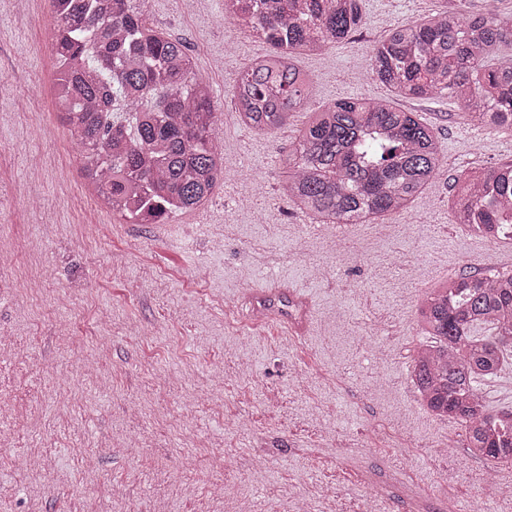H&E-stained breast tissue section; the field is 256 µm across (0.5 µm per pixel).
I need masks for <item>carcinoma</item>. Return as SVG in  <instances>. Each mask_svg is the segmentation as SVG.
<instances>
[{
    "mask_svg": "<svg viewBox=\"0 0 512 512\" xmlns=\"http://www.w3.org/2000/svg\"><path fill=\"white\" fill-rule=\"evenodd\" d=\"M51 2L56 109L101 201L137 224L198 209L224 180V149L212 88L184 42L134 0ZM224 14L271 47L230 89L240 120L259 132L287 127L311 93L293 56L340 42L362 22L360 0H224ZM369 73L405 97H453L474 125L512 129V16L454 7L402 22L372 50ZM284 164L282 191L295 207L360 224L408 208L444 160L414 113L357 97L321 108ZM451 209L486 239H512V162L463 180ZM418 324L432 338L410 374L422 405L459 422L473 456L512 462V408L488 411L477 388L512 347V270L449 279L420 302ZM479 324L492 335H474Z\"/></svg>",
    "mask_w": 512,
    "mask_h": 512,
    "instance_id": "obj_1",
    "label": "carcinoma"
}]
</instances>
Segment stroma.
I'll return each mask as SVG.
<instances>
[{
  "label": "stroma",
  "instance_id": "stroma-1",
  "mask_svg": "<svg viewBox=\"0 0 512 512\" xmlns=\"http://www.w3.org/2000/svg\"><path fill=\"white\" fill-rule=\"evenodd\" d=\"M197 2L144 7L211 85L224 183L205 208L133 224L97 205L54 110L51 0H0V251L34 242L0 270V512H293L298 497L316 512H406L397 492L374 499L361 466L418 480L434 512H512L486 500L490 463L464 427L426 412L410 381L424 295L512 268V240L481 237L450 208L468 175L512 161V129L368 76L394 25L457 0H362L357 31L297 58L312 95L268 134L242 124L229 94L268 44L224 20V0ZM353 96L416 113L445 168L384 221L325 224L282 194L283 160L320 108ZM271 279L310 294L308 336L236 314L237 297Z\"/></svg>",
  "mask_w": 512,
  "mask_h": 512
}]
</instances>
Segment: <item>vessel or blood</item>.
I'll return each instance as SVG.
<instances>
[{"mask_svg":"<svg viewBox=\"0 0 512 512\" xmlns=\"http://www.w3.org/2000/svg\"><path fill=\"white\" fill-rule=\"evenodd\" d=\"M243 302L250 323L273 324L293 335L306 334L313 326L309 298L285 282L275 281L270 287L249 292Z\"/></svg>","mask_w":512,"mask_h":512,"instance_id":"1","label":"vessel or blood"}]
</instances>
